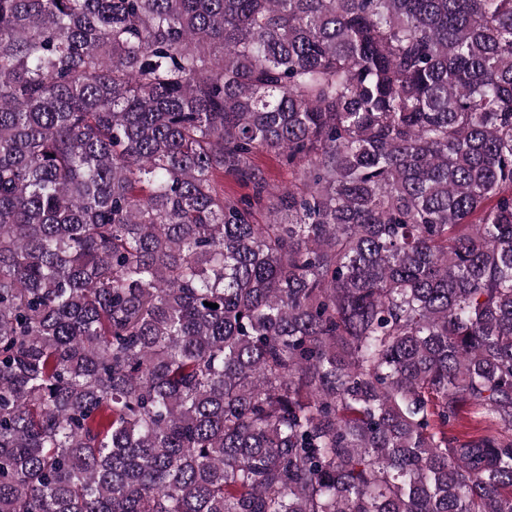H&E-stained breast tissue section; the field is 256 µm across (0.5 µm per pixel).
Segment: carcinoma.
I'll return each mask as SVG.
<instances>
[{"instance_id":"carcinoma-1","label":"carcinoma","mask_w":512,"mask_h":512,"mask_svg":"<svg viewBox=\"0 0 512 512\" xmlns=\"http://www.w3.org/2000/svg\"><path fill=\"white\" fill-rule=\"evenodd\" d=\"M0 512H512V0H0Z\"/></svg>"}]
</instances>
